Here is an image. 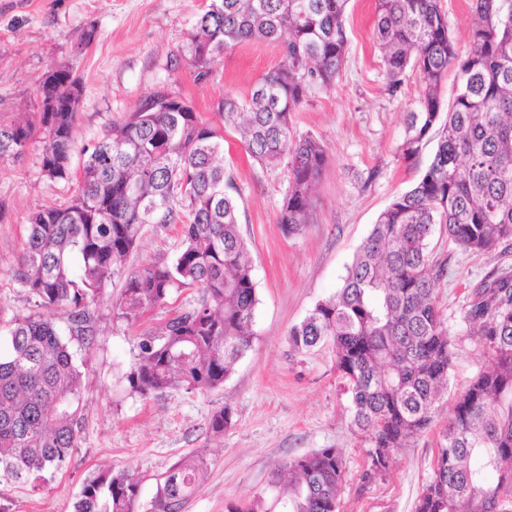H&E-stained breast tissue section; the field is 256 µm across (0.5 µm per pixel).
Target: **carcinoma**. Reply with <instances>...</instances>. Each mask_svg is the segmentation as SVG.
<instances>
[{
  "label": "carcinoma",
  "mask_w": 512,
  "mask_h": 512,
  "mask_svg": "<svg viewBox=\"0 0 512 512\" xmlns=\"http://www.w3.org/2000/svg\"><path fill=\"white\" fill-rule=\"evenodd\" d=\"M345 5L211 0L187 46L197 81L208 80L224 51L241 43L271 42L281 56L249 98L227 93L219 101L221 128L182 97L156 91L81 149L76 172L80 79L66 67L44 73L53 90L36 97L33 119L0 126V161L22 157L40 134L43 175L78 182L68 204L28 217L17 278L36 309L11 319L0 355V482L43 480L64 470L79 447V354L96 336L90 306L137 247L144 225H179L181 248L130 273L113 317L133 320L182 288L201 295L141 340L126 373L130 392L147 398L175 387L215 389L252 347L258 299L239 230V191L224 167L223 129L237 131L260 166L286 165L278 222L287 236L301 234L328 148L295 136L292 113L311 89L336 83L348 42ZM472 13L471 49L462 58L441 0H376L386 90L397 95L413 72L423 82L399 151L413 160L433 137L435 151L420 178L379 215L340 288L288 333L299 352L333 345L351 425L370 444L367 482L429 429L447 389L454 348L435 307L446 262L428 251L434 229L475 255L512 246V0H472ZM451 71L457 92L445 109L440 89ZM464 319L491 365L457 397L415 512H512V273L484 277ZM232 421V410L220 408L210 432L222 434ZM285 469L282 512H336L345 476L338 449L296 457ZM206 473L200 457L170 469L150 512H178ZM138 487L130 473H107L84 485L75 512H135Z\"/></svg>",
  "instance_id": "cac0c4a2"
}]
</instances>
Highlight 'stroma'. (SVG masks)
<instances>
[{
	"label": "stroma",
	"mask_w": 512,
	"mask_h": 512,
	"mask_svg": "<svg viewBox=\"0 0 512 512\" xmlns=\"http://www.w3.org/2000/svg\"><path fill=\"white\" fill-rule=\"evenodd\" d=\"M208 3L0 0V125L33 111L38 82L52 66L68 67L81 81L73 164L81 162L80 147L156 90L182 96L220 124L219 100L228 93L246 97L278 65L279 54L271 44H242L225 52L209 81H196L182 51ZM374 21L375 0H348V47L336 85L309 92L293 114L296 135L321 139L329 152L313 218L301 235L286 236L278 222L285 167L266 169L249 161L236 131L224 133V166L239 189L240 230L258 297L256 338L231 378L209 391L176 388L149 398L130 393L124 375L139 342L199 296L183 289L136 321L113 319L127 275L173 257L181 246L174 227L146 225L137 248L91 307L97 335L82 354L79 447L68 467L46 480L1 482L0 506L10 512H74L85 484L110 471H128L139 481L136 512H149L159 479L179 461L198 456L208 463L207 477L183 512H226L228 503L259 495L275 502L274 472L297 456L336 448L345 465L339 512H414L457 395L490 365L463 319L465 307L485 275L512 272V247L476 256L433 235L431 253L446 264L435 304L454 344L448 390L431 429L399 449L384 476L363 482L369 443L349 425L350 398L334 368L333 347L326 343L298 353L288 332L339 288L379 214L421 176L435 148L427 143L411 162L399 152L420 80L411 76L401 94L387 93ZM89 29L95 32L92 44L77 49L80 34ZM42 148L37 138L22 158L0 162V330L33 306L15 275L28 215L64 204L77 188L76 182L41 173ZM225 406L233 411V425L213 435L209 418Z\"/></svg>",
	"instance_id": "1"
}]
</instances>
